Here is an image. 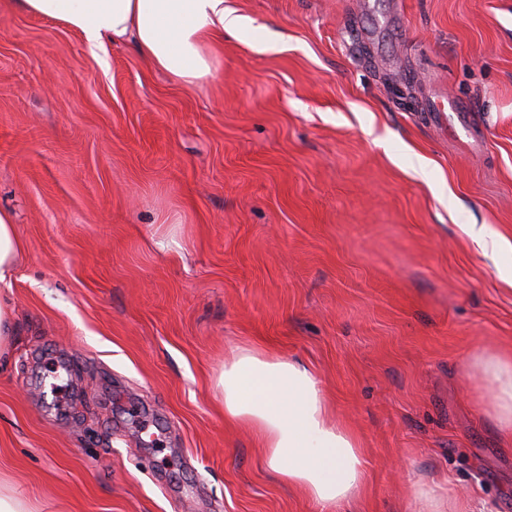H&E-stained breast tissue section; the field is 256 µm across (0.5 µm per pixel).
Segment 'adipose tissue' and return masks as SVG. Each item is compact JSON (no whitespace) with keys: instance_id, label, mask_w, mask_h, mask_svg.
Here are the masks:
<instances>
[{"instance_id":"1","label":"adipose tissue","mask_w":512,"mask_h":512,"mask_svg":"<svg viewBox=\"0 0 512 512\" xmlns=\"http://www.w3.org/2000/svg\"><path fill=\"white\" fill-rule=\"evenodd\" d=\"M5 6L80 34L94 51L132 42L155 71L188 85L212 78L225 35L246 28L224 0H5ZM473 365L490 386L493 418L512 438V354L481 353ZM218 386L225 418L258 436L263 462L276 478L325 512H338L358 494L364 479L359 439L335 422L308 365L239 348L225 362Z\"/></svg>"}]
</instances>
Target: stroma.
Returning a JSON list of instances; mask_svg holds the SVG:
<instances>
[{"label":"stroma","instance_id":"stroma-1","mask_svg":"<svg viewBox=\"0 0 512 512\" xmlns=\"http://www.w3.org/2000/svg\"><path fill=\"white\" fill-rule=\"evenodd\" d=\"M226 6L251 33L196 87L0 10V209L24 243L0 489L30 512H319L224 416L248 346L313 368L360 437L340 512H422L431 480L512 512V441L467 367L512 351V0Z\"/></svg>","mask_w":512,"mask_h":512}]
</instances>
